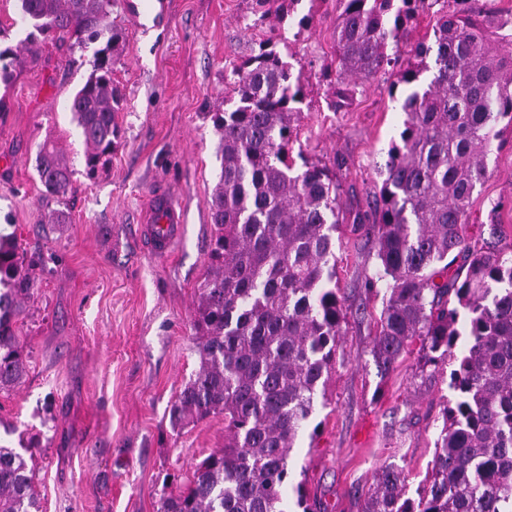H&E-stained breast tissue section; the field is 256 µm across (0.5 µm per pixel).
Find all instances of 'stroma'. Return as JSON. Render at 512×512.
Returning a JSON list of instances; mask_svg holds the SVG:
<instances>
[{
    "mask_svg": "<svg viewBox=\"0 0 512 512\" xmlns=\"http://www.w3.org/2000/svg\"><path fill=\"white\" fill-rule=\"evenodd\" d=\"M168 2L165 20L147 29L125 7L112 13L124 29L112 72L123 94L121 140L90 181L68 104L94 55L49 43L31 56L16 0H0V49L14 51L6 59L12 78L0 83V234L16 235L38 258L17 323L26 374L0 390V444L30 450L42 512H156L204 457L223 450V415L175 428L170 408L199 367L192 320L220 174L211 115L224 109L233 68L270 38L304 88L292 151L335 167L348 218L336 243L348 323L326 390L315 398L314 430L290 453L293 481L328 512H360L376 470L394 463L415 496L454 394L447 376L419 382L416 349L387 377L378 374L369 350L387 284L377 281L367 294L374 247L350 219L373 206L379 170L403 128L390 89L414 48L431 42L444 4L427 0L406 27L396 66L360 85L352 105L336 112L321 77L333 57L336 0H297L274 29L256 22L253 0ZM503 141L474 194L467 234L476 242L498 225L499 247L512 251V136ZM46 142L75 171L76 191L62 203L36 170ZM161 190L185 216L164 256L150 251L143 223L147 198ZM60 210L66 219L58 224Z\"/></svg>",
    "mask_w": 512,
    "mask_h": 512,
    "instance_id": "1",
    "label": "stroma"
}]
</instances>
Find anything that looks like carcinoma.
Here are the masks:
<instances>
[{
  "label": "carcinoma",
  "mask_w": 512,
  "mask_h": 512,
  "mask_svg": "<svg viewBox=\"0 0 512 512\" xmlns=\"http://www.w3.org/2000/svg\"><path fill=\"white\" fill-rule=\"evenodd\" d=\"M19 2L33 55L41 41L72 54L105 42L70 102L90 178L120 136L112 59L123 32L110 21L116 0ZM296 2L255 0L258 21L280 22ZM339 2L336 66L323 67L336 80V111L352 104L356 81L395 62L388 50L398 48L405 23L426 0ZM469 2L453 0L433 27L434 46L418 44L415 62L399 73L404 129L388 149L366 227L377 278L388 282L372 340L376 367L390 373L417 339L421 378L448 374L455 400L444 408L431 477L418 498L405 497L403 467L385 464L362 512H512V252L493 242L495 224L479 246L463 232L489 158L501 147L500 124L512 126V33H502L500 16H473ZM303 99L290 65L267 40L233 69L232 106L211 114L221 134L220 177L210 201V272L193 320L200 367L171 419L181 427L224 415V450L199 463L157 512H288L289 454L335 366L347 322L336 288L339 185L325 165L306 162L295 174L288 162ZM36 169L46 193L66 200L74 172L56 146L40 147ZM453 254L464 256V277L435 281L448 267L433 266ZM31 290L18 242L0 238L1 390L26 372L14 318ZM0 512H40L33 469L3 446Z\"/></svg>",
  "instance_id": "1"
}]
</instances>
